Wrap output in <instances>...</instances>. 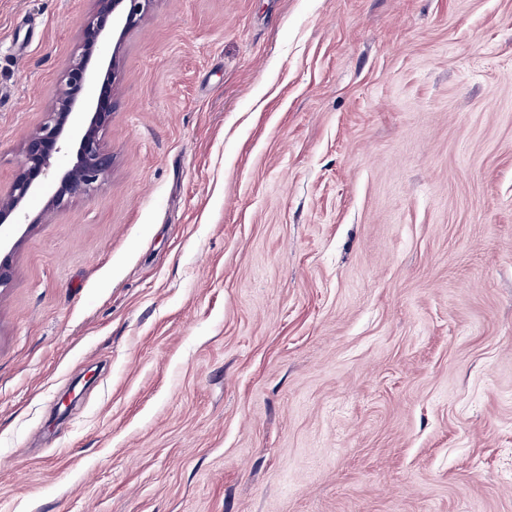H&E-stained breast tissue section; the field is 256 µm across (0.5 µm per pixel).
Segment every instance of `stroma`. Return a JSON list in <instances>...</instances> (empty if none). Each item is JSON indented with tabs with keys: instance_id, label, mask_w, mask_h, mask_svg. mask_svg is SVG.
<instances>
[{
	"instance_id": "stroma-1",
	"label": "stroma",
	"mask_w": 512,
	"mask_h": 512,
	"mask_svg": "<svg viewBox=\"0 0 512 512\" xmlns=\"http://www.w3.org/2000/svg\"><path fill=\"white\" fill-rule=\"evenodd\" d=\"M94 7L0 0V197ZM115 52L112 170L0 288V512H512V0Z\"/></svg>"
}]
</instances>
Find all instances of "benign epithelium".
Instances as JSON below:
<instances>
[{"mask_svg": "<svg viewBox=\"0 0 512 512\" xmlns=\"http://www.w3.org/2000/svg\"><path fill=\"white\" fill-rule=\"evenodd\" d=\"M97 8L82 28V42L90 50L117 33L124 36L142 19L151 0H95ZM119 61L113 55L97 67L85 53L65 71L61 90L47 120L26 141L24 158L6 200H0V249L15 250L12 227L26 218L30 200L53 188L43 207L49 213L74 197L90 198L104 181L111 158L103 150L101 134L112 118L113 82ZM71 157L68 168L53 169L59 154Z\"/></svg>", "mask_w": 512, "mask_h": 512, "instance_id": "7a95c632", "label": "benign epithelium"}]
</instances>
